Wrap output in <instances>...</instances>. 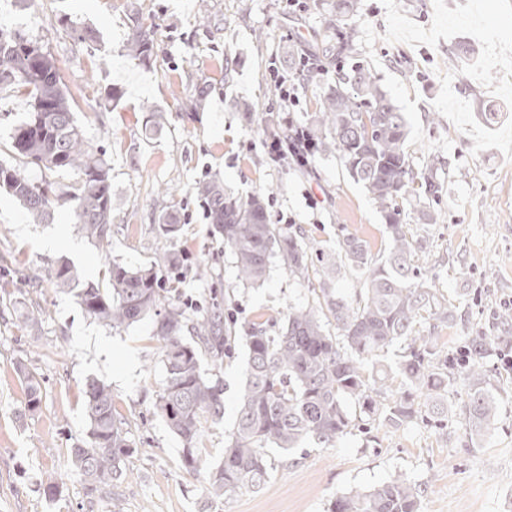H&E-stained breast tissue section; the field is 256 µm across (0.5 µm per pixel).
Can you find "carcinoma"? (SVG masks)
Returning <instances> with one entry per match:
<instances>
[{"mask_svg": "<svg viewBox=\"0 0 512 512\" xmlns=\"http://www.w3.org/2000/svg\"><path fill=\"white\" fill-rule=\"evenodd\" d=\"M321 50L307 54L326 70L352 50L353 35L335 25ZM128 54L142 62L154 53L153 28L137 23L127 42ZM17 85L39 103L15 126L11 147L15 163H0V189L15 197L29 217L49 221L60 201L71 207L78 230L102 246L112 233L111 168L85 140L75 115L76 101L67 90L54 57L36 41L16 30L0 28V86ZM314 126V157L335 153L350 176L361 183L385 220L388 250L374 259L365 241L348 234L336 251L321 253L319 288L313 303L288 309L274 332L251 327L245 380L238 399L234 432L224 446V458L204 467L198 444L207 424L224 419V389L220 380L203 371L202 352L214 365L224 361L232 337L224 335L217 309L194 317L152 265L131 267L112 262L110 287L80 286L78 271L63 263L53 274L54 286L77 290L85 313L97 322L118 328L146 317L155 319L166 377L155 402L168 428L179 438L181 463L188 472L207 469L205 492L210 498L262 487L271 469V452L291 454L311 439L325 447L358 429L374 425H410L422 414H448V361L441 359L435 329L453 319L444 295L420 278L415 265L417 247L401 219L398 199H435L440 193L436 164L419 176L406 152L407 126L388 94L368 68L355 64L338 67L335 84L320 98ZM264 133L285 139L278 117L269 112ZM33 164L47 170H73L79 179L70 191L46 192L30 180L24 168ZM206 204L214 232L236 260L240 282L259 286L270 265L278 261L288 272L308 273L309 246L295 233L270 222L264 194L246 199L211 178L196 186ZM165 238L178 237L180 224L172 213L161 216ZM360 271L362 288L352 296L339 288L342 272ZM333 317L341 335L327 332L324 319ZM191 328L198 344L184 336ZM407 351L394 363L388 355L395 344ZM492 339L470 340L463 364L468 382L465 419L479 435L497 419V398L480 362ZM27 383L24 407L18 417L37 410L41 385L26 368H19ZM401 379L400 391L387 395L389 372ZM84 410L90 441L70 449L69 464L87 484L90 499L112 498V479L131 446L116 411L112 387L89 378L84 385ZM425 397L424 403L416 401ZM422 489L398 475L363 491L342 494L330 512H419Z\"/></svg>", "mask_w": 512, "mask_h": 512, "instance_id": "carcinoma-1", "label": "carcinoma"}]
</instances>
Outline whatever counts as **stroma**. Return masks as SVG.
<instances>
[{"mask_svg": "<svg viewBox=\"0 0 512 512\" xmlns=\"http://www.w3.org/2000/svg\"><path fill=\"white\" fill-rule=\"evenodd\" d=\"M336 0H32L21 10L0 0V27L36 39L54 56L78 102L88 144L112 174V234L100 251L78 231L69 205L36 224L0 191V512H82L86 483L67 461L74 444L90 438L84 384L111 385L125 419L131 452L116 481V512H329L336 496L402 474L420 484V512H512V371L501 356L512 350V0H360L348 18L354 59L372 70L406 114V150L415 173L444 158L440 201L400 200L402 219L419 244L424 280L454 306L436 334L443 356L454 358L475 336L498 337L482 362L499 403L495 424L472 435L464 420L466 382L454 370L444 429L416 422L380 426L325 448L303 443L276 457L259 491L208 500L205 472L181 464V443L154 404L165 378L153 318L119 328L92 320L75 292L55 288L61 263L83 282L107 287L108 262L165 269L164 255H181L186 272L179 296L187 306L218 305L237 341L217 374L224 384V420L207 426L200 450L220 463L236 420L244 378L248 327L271 326L289 306L311 301L315 281L272 263L263 285L236 278L230 250L214 238L194 188L218 178L242 197L269 189L271 221L302 231L312 253L335 249L342 235L365 240L372 255L387 249L385 221L361 183L337 155L318 157L312 170L271 161L259 119L245 122L236 105L272 112L280 124H307L332 73L310 78L298 69L323 33ZM154 29L155 53L141 62L127 54L132 14ZM96 32L78 43L61 22ZM473 51L462 54V46ZM295 82L299 103L289 107L270 91L271 67ZM232 81H225V72ZM122 98L106 105V88ZM207 87L205 107L189 96ZM29 109L23 89L0 88V160L11 161L10 136ZM496 113L487 123L485 113ZM160 127L146 130L152 115ZM438 215L425 223L422 210ZM177 214L178 238L159 232L161 211ZM205 267L207 279L193 278ZM33 312L36 326L20 323ZM25 364L39 380V409L18 418ZM63 486L49 500L47 480Z\"/></svg>", "mask_w": 512, "mask_h": 512, "instance_id": "obj_1", "label": "stroma"}]
</instances>
